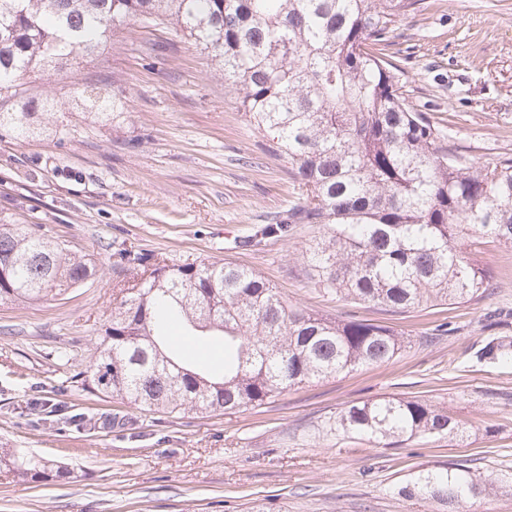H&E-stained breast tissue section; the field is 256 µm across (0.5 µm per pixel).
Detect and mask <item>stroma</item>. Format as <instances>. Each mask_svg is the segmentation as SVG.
Instances as JSON below:
<instances>
[{
  "instance_id": "obj_1",
  "label": "stroma",
  "mask_w": 512,
  "mask_h": 512,
  "mask_svg": "<svg viewBox=\"0 0 512 512\" xmlns=\"http://www.w3.org/2000/svg\"><path fill=\"white\" fill-rule=\"evenodd\" d=\"M387 52L400 92L449 146L480 164L512 158V0H423ZM30 87V107L51 96L58 108L51 134L21 142L0 129V217L42 225L99 274L42 301H0V447L71 472L37 483L0 472V512H438L401 488L449 462L512 473V365L475 356L512 338V247L471 246L492 277L482 298L396 313L314 286L302 254L319 225L247 245L300 190L211 56L168 24L122 26ZM77 87L121 99L111 123L76 107ZM122 248L246 266L289 304L390 327L404 347L258 407L169 413L104 397L77 374L108 325ZM441 323L451 330L435 335ZM383 397L446 408L466 434L385 445L337 431L344 407Z\"/></svg>"
}]
</instances>
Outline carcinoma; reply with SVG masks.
<instances>
[{
  "label": "carcinoma",
  "mask_w": 512,
  "mask_h": 512,
  "mask_svg": "<svg viewBox=\"0 0 512 512\" xmlns=\"http://www.w3.org/2000/svg\"><path fill=\"white\" fill-rule=\"evenodd\" d=\"M420 0H0V128L18 139L49 131L42 112L16 111L21 80L62 72L130 21L167 22L211 54L240 108L272 135L302 190L262 225L272 239L292 224L322 233L302 254L316 284L340 297L408 312L428 302L465 303L488 279L462 243L512 246V159L475 165L448 147L439 128L399 92L394 63L369 46L388 45ZM110 120L108 95L80 100ZM38 224L0 220V300L40 301L97 275ZM112 320L81 373L86 388L129 404L175 412L258 406L316 379L393 359L401 334L366 320H332L288 304L256 272L219 261L168 264L121 253ZM224 341V372L187 366L166 334ZM480 360L512 362L507 336ZM336 430L379 442L459 437L465 427L422 400L383 398L344 408ZM0 466L26 480L69 470L0 448ZM512 489V475L487 481L450 463L400 492L462 512L470 500Z\"/></svg>",
  "instance_id": "carcinoma-1"
}]
</instances>
